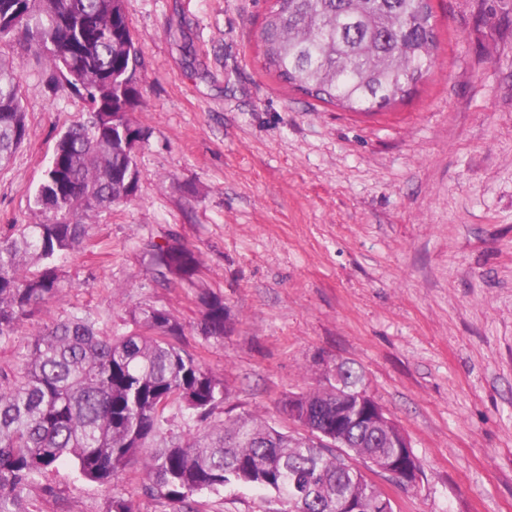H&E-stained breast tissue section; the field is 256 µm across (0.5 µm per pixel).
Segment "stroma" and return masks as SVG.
<instances>
[{"label":"stroma","mask_w":512,"mask_h":512,"mask_svg":"<svg viewBox=\"0 0 512 512\" xmlns=\"http://www.w3.org/2000/svg\"><path fill=\"white\" fill-rule=\"evenodd\" d=\"M272 0H124L145 60L140 189L99 214L64 262L65 294L30 333L76 312L104 334L151 304L181 346L229 389L226 408L291 433L286 396L336 363L364 375L407 435L421 474L402 489L374 473L394 512H512V0H430L435 65L410 97L353 112L282 84L262 66ZM23 56L27 135L0 168V238L32 223L30 199L82 102ZM177 239L193 285L156 286L146 244ZM230 329L201 336L200 293ZM52 495H45L44 486ZM139 512H172L131 462L116 485ZM107 493L64 462L28 512H106ZM197 512H275L256 489L196 495Z\"/></svg>","instance_id":"obj_1"}]
</instances>
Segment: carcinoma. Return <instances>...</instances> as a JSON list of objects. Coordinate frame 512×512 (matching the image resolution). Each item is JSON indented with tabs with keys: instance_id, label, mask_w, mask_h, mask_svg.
Masks as SVG:
<instances>
[{
	"instance_id": "obj_1",
	"label": "carcinoma",
	"mask_w": 512,
	"mask_h": 512,
	"mask_svg": "<svg viewBox=\"0 0 512 512\" xmlns=\"http://www.w3.org/2000/svg\"><path fill=\"white\" fill-rule=\"evenodd\" d=\"M41 56L59 87L83 102L82 120L59 136L33 196L37 221L0 238V343L62 297L60 266L90 224L136 196L143 128L131 119L145 69L123 0H0V42ZM263 66L286 85L354 112H377L408 96L433 65L429 0H273L260 36ZM23 63L0 58V165L26 137ZM154 280L193 283L199 258L177 241L149 242ZM199 332L222 339L224 300L199 295ZM135 328L104 336L84 314L55 321L0 366V512H26L25 493L61 462L110 490L141 462L149 490L196 512L193 495L242 485L271 495L279 512H363L379 489L354 465L384 459L420 469L415 454L362 423L369 402L362 375L344 367V390L295 394L283 410L307 436L284 433L250 414L224 410L228 389L180 345L182 324L164 308L139 306ZM343 418L328 448L319 433ZM107 512H137L111 496Z\"/></svg>"
}]
</instances>
